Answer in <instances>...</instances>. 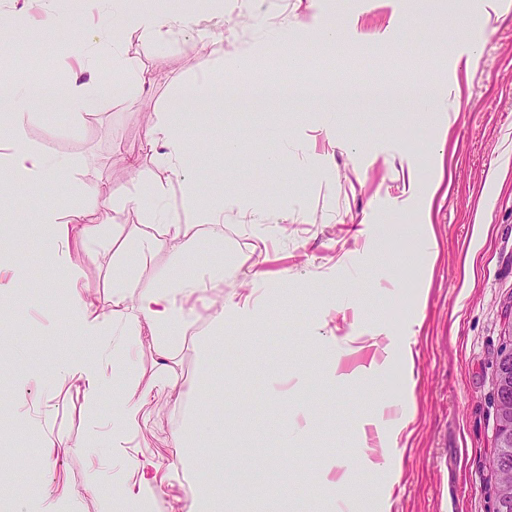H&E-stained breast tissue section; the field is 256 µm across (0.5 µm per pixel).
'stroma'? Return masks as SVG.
<instances>
[{
    "label": "stroma",
    "mask_w": 512,
    "mask_h": 512,
    "mask_svg": "<svg viewBox=\"0 0 512 512\" xmlns=\"http://www.w3.org/2000/svg\"><path fill=\"white\" fill-rule=\"evenodd\" d=\"M167 5L188 16L185 28L159 44L125 37L136 66L167 75L140 88L135 75L113 73L109 52L94 55L88 70L78 65V30L119 26L120 15L99 13L92 0H55L71 18L58 26L43 0H0V92L77 80L103 90L95 110L50 112L34 98L19 118L31 143L70 162L66 181L21 191L0 171V252L24 269L0 293V391L28 384L26 402L0 410V484L13 493V512H45L54 502L98 512L101 494L128 490L137 478L112 449L85 445L111 426V407H91L82 392L51 379L81 350L55 324L65 290L38 213L57 199L98 208L104 181L130 193L157 185L178 203L175 174L142 150L149 116L177 96L190 99L182 133L204 196L242 195L246 208L288 219L256 232L229 214L213 245L235 272L225 301L263 295L260 320L238 310L244 326L229 324L205 345L216 309L208 294L177 349L146 330L139 337L136 374L151 410L126 454L155 464L160 492L149 512H187L192 484L209 478L182 466L172 442L182 414L149 387L163 371L206 421L204 451L221 455L225 482L237 483L241 468L253 472L225 494L224 512H493L492 356L512 323V0H224L220 24L208 20L207 0ZM257 10L269 27L288 31L287 51L302 61L289 76L268 51L258 76L234 64L259 39L243 22ZM328 22L344 33L332 62L305 37ZM201 29L229 44L223 59L197 51ZM472 42L482 52L470 63ZM207 72L222 93L191 98ZM352 79L381 95H353ZM285 81L292 106L255 111L248 89L260 83L272 95ZM394 85L444 98L445 108L416 114L411 99L388 94ZM228 135L239 140L232 155L224 152ZM287 142L300 151L284 154ZM131 154L141 157L136 180L126 170ZM479 222L487 237L476 234ZM422 224L433 229L437 260L420 243ZM148 229L132 208L120 226H106L105 244L73 246L87 297L109 304L123 241ZM257 269L264 278H254ZM391 336L411 337L412 364L386 353ZM361 367L364 379L342 387L340 374ZM397 405L411 413L397 441L399 471L361 469L336 490L321 458L378 459ZM31 412L33 431L18 428L17 417ZM52 433L72 449L50 452ZM95 470L104 481L94 486Z\"/></svg>",
    "instance_id": "stroma-1"
}]
</instances>
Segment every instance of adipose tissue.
Returning a JSON list of instances; mask_svg holds the SVG:
<instances>
[{"label":"adipose tissue","instance_id":"1","mask_svg":"<svg viewBox=\"0 0 512 512\" xmlns=\"http://www.w3.org/2000/svg\"><path fill=\"white\" fill-rule=\"evenodd\" d=\"M121 17L125 30L152 43L161 42L166 34L183 28L186 22L182 14L143 6L123 10ZM78 41L88 55L111 51L113 71L133 70L132 59L110 29L82 32ZM180 118V111L175 109L150 116L144 148L160 165L177 174L182 215L170 211L165 191L156 187L135 198L117 193L108 182L98 188L97 195L111 210L113 223H120L126 210L133 207L140 212L144 223L158 225L162 231L158 237L137 234L130 238L123 271L112 284L111 311L98 310L84 299L85 285L71 262V241L90 244L100 236L99 225L90 221L89 209L77 203L63 210L51 205L44 207L40 214L52 262L69 295L63 320L86 349L83 360L62 373L60 382H72L90 404L96 405L109 390L113 374L125 375L129 380L124 391L112 400V431L105 438L92 435L90 442L94 445L105 440L111 447H124L141 429L146 401L138 390L137 365L129 361L128 354L142 326H149L152 335L168 348H177L181 332L189 324L184 315L185 304L195 294L224 285L223 267L211 266L208 261L213 240L203 235L201 228L222 224L226 212L243 209L244 202L242 198L224 195L210 202L203 201L199 182L186 164L189 146L181 135ZM11 137L13 150L5 165L16 188L27 189L65 178L66 170L61 164L50 160L28 142L22 124L12 127ZM168 239L181 241L182 259L190 263V273L175 281L165 278L160 285L150 284L139 293H130L129 283L140 264Z\"/></svg>","mask_w":512,"mask_h":512}]
</instances>
